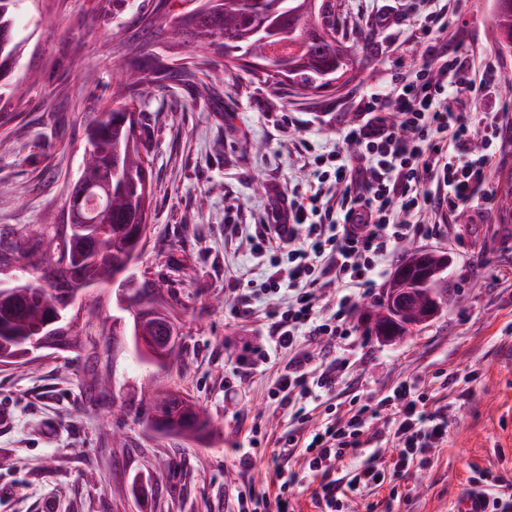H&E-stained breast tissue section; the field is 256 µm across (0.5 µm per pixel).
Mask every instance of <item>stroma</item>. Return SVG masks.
<instances>
[{"instance_id":"obj_1","label":"stroma","mask_w":512,"mask_h":512,"mask_svg":"<svg viewBox=\"0 0 512 512\" xmlns=\"http://www.w3.org/2000/svg\"><path fill=\"white\" fill-rule=\"evenodd\" d=\"M337 23L355 66L340 91L303 94L262 78L220 71L213 46L171 36L202 0H29L17 19L21 99L0 100V245L40 236L57 241L85 129L112 104L117 68L147 58L180 68L148 75L131 104L152 177L146 249L135 271L155 280L179 322L180 357L161 368L134 350L127 312L112 286L79 307L82 346L44 352L29 365H0V512H227L242 481L237 451L252 421L272 435L288 411L268 397L288 361L258 369L246 344L265 334L278 298L245 296L270 267L247 237L266 220L275 189L304 185L311 152L329 153L358 122L360 93L391 89L405 63L422 64L411 37V0H340ZM449 43L512 80V54L498 52L494 0H438ZM447 251L435 291L442 304L426 327L396 343L355 330L344 383L374 402L417 378L439 391L437 371L469 376L448 423V442L394 488L353 497L351 512H456L475 470L512 481V212L499 202L456 214L449 236L420 243ZM178 388L205 410L199 441L162 436L135 408L156 383Z\"/></svg>"}]
</instances>
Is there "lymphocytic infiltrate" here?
Listing matches in <instances>:
<instances>
[{"mask_svg": "<svg viewBox=\"0 0 512 512\" xmlns=\"http://www.w3.org/2000/svg\"><path fill=\"white\" fill-rule=\"evenodd\" d=\"M423 54L425 63L403 73L391 93L359 97L361 119L344 128L341 147L314 156L306 190L292 189L285 210L250 240L253 256L273 268L263 294L282 301L267 314L262 343L247 346L246 360L256 369L271 353L290 352L269 390L287 404L289 427L273 438L252 423L239 463L247 470L253 453L269 454L276 479L269 487L238 486L232 512H294L295 460L318 481L311 493L318 512H349L351 495L381 487L389 472L430 463L448 441L452 406L418 380L400 382L376 405L353 398L343 407L334 397L349 360L317 365L304 349L316 338L348 340L362 292L386 275L398 248L438 236L459 208L495 196L485 179L493 160L487 148L506 115L473 120L461 93L498 86L499 73L490 65L475 70L468 53L444 41L425 44ZM330 284L338 290L331 306L319 296ZM384 444L397 451L387 465L380 462Z\"/></svg>", "mask_w": 512, "mask_h": 512, "instance_id": "f902f5d3", "label": "lymphocytic infiltrate"}]
</instances>
